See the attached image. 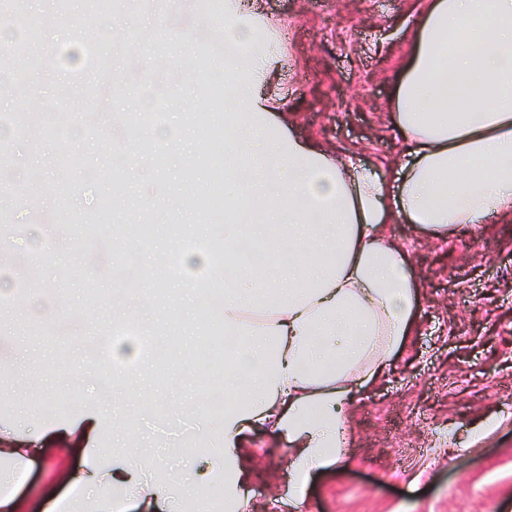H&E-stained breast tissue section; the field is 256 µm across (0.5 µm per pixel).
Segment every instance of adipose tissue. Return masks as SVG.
Instances as JSON below:
<instances>
[{"label":"adipose tissue","instance_id":"obj_1","mask_svg":"<svg viewBox=\"0 0 512 512\" xmlns=\"http://www.w3.org/2000/svg\"><path fill=\"white\" fill-rule=\"evenodd\" d=\"M224 31V247L245 235L287 263L238 264L216 320L238 341L224 359L229 403L221 447L200 446L166 480L142 481L131 460L103 467L94 412L59 423L85 440L74 484L104 490L96 512H181L198 478H224V512H245L256 476L245 435L266 426L288 441L291 492L339 460L357 391L409 336L420 290L391 216L447 237L512 218V0H428L390 106L406 152L392 175L289 135L252 82L273 57L243 0ZM264 215L241 218L253 205Z\"/></svg>","mask_w":512,"mask_h":512}]
</instances>
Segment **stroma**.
<instances>
[{
  "instance_id": "1",
  "label": "stroma",
  "mask_w": 512,
  "mask_h": 512,
  "mask_svg": "<svg viewBox=\"0 0 512 512\" xmlns=\"http://www.w3.org/2000/svg\"><path fill=\"white\" fill-rule=\"evenodd\" d=\"M250 15L267 23L281 60L257 95L288 116V131L353 158L355 166L387 169L400 142L388 101L426 0H251ZM42 22L31 53L50 69L26 68L23 85L0 86V114L40 112L67 124L68 136L24 134L8 142L9 178L0 181V238L8 253H35L41 288L21 290V268H0V425L21 434L86 412L102 416L97 447L144 455L195 445L198 414L210 413L209 377L197 374L185 349L218 333L198 321L224 272L182 254L185 275L139 288L107 275L113 255H132L160 271L191 235L206 238L209 217L193 199L207 174L225 165L224 141L195 135V116L211 112V87L224 54L207 52L217 15L210 0H110L88 23L84 0L57 12L51 0H22ZM93 41L112 50L111 77L101 79L93 127L85 125L82 60L69 54ZM166 112L164 124H137L136 92ZM123 160L113 173L65 166L66 156ZM147 173V189L131 174ZM112 200L104 223L84 219L100 198ZM72 230L53 239L17 232L28 202ZM152 218L154 241L136 236L134 214ZM421 287V306L403 348L384 375L361 389L351 408L342 461L313 474L304 497H282L290 477L288 444L258 427L252 437L260 475L248 485L249 512H512V221L458 229L448 241L397 222ZM132 319L151 335L173 337L166 359L151 360L137 335L115 342L112 360L130 364L109 378L98 360L94 322ZM168 379L156 383L159 372ZM128 412L129 431L112 429ZM21 490L24 512L65 486L57 475L80 472L74 440L49 438Z\"/></svg>"
}]
</instances>
